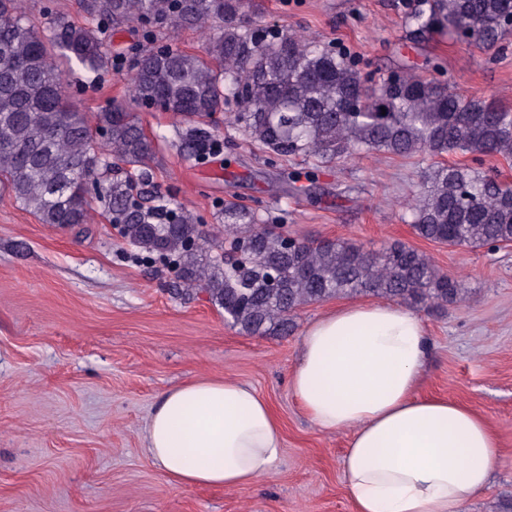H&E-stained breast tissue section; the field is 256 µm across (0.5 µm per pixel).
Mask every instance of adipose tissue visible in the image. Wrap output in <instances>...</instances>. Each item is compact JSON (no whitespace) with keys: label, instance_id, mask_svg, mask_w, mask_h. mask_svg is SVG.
Returning <instances> with one entry per match:
<instances>
[{"label":"adipose tissue","instance_id":"obj_1","mask_svg":"<svg viewBox=\"0 0 512 512\" xmlns=\"http://www.w3.org/2000/svg\"><path fill=\"white\" fill-rule=\"evenodd\" d=\"M429 354L420 317L391 303L345 305L303 332L289 391L320 431H349L341 479L354 512H462L490 481L486 421L416 393ZM145 445L175 484L237 489L272 471L283 438L256 389L204 378L163 393Z\"/></svg>","mask_w":512,"mask_h":512}]
</instances>
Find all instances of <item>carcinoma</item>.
Masks as SVG:
<instances>
[{"mask_svg":"<svg viewBox=\"0 0 512 512\" xmlns=\"http://www.w3.org/2000/svg\"><path fill=\"white\" fill-rule=\"evenodd\" d=\"M83 2L86 23L55 17L41 37L17 0H0V184L41 223L85 224L98 200L143 260L166 264L188 290H205L247 336L286 335L300 308L342 295L412 307L469 297L458 279L402 242L368 252L348 240L300 239L267 212L227 201L224 241L207 247L200 225L179 204L139 200L153 140L121 106L89 123L68 104L61 64L93 74L111 68L114 55L101 34L128 21L148 32L207 23L204 53L151 49L128 76L136 103L191 124L195 151L220 144L203 120L230 105V123L250 145L281 160L312 163L292 175L294 183L353 155L461 154L464 163L435 161L421 170L416 190L401 202L402 219L434 243H512V183L483 170L486 156L512 158L511 109L458 95L422 75L393 74L370 85L347 52L246 22L252 0ZM399 7L421 40L448 34L490 48L512 32V0H401ZM354 99L362 104L351 110ZM94 127L137 179L108 175L107 160L91 145Z\"/></svg>","mask_w":512,"mask_h":512,"instance_id":"obj_1","label":"carcinoma"}]
</instances>
